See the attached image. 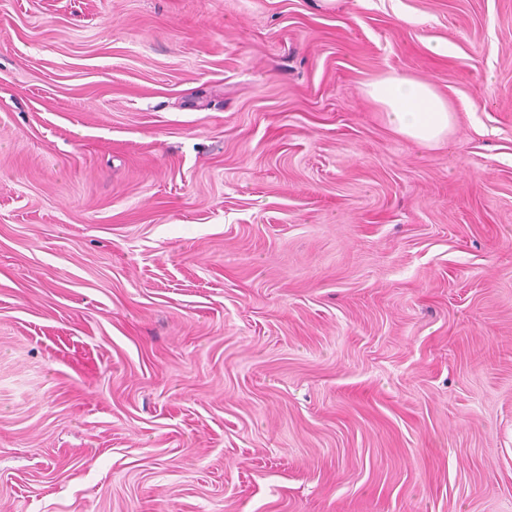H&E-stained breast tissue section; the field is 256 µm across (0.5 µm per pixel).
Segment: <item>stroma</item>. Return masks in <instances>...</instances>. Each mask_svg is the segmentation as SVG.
<instances>
[{
    "mask_svg": "<svg viewBox=\"0 0 512 512\" xmlns=\"http://www.w3.org/2000/svg\"><path fill=\"white\" fill-rule=\"evenodd\" d=\"M0 512H512V0H0ZM363 92L396 133L421 145H438L453 131L455 108L430 82L385 74L366 83Z\"/></svg>",
    "mask_w": 512,
    "mask_h": 512,
    "instance_id": "1",
    "label": "stroma"
}]
</instances>
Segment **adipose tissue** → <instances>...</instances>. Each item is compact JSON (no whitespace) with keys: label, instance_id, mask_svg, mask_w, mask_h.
Masks as SVG:
<instances>
[{"label":"adipose tissue","instance_id":"1","mask_svg":"<svg viewBox=\"0 0 512 512\" xmlns=\"http://www.w3.org/2000/svg\"><path fill=\"white\" fill-rule=\"evenodd\" d=\"M363 92L396 133L421 145L440 144L453 131L455 109L430 82L385 74L366 83Z\"/></svg>","mask_w":512,"mask_h":512}]
</instances>
